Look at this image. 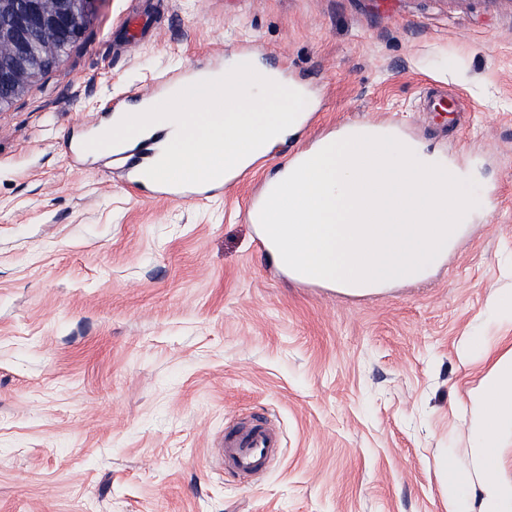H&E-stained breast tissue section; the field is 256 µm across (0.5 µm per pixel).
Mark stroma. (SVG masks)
<instances>
[{"instance_id":"stroma-1","label":"stroma","mask_w":512,"mask_h":512,"mask_svg":"<svg viewBox=\"0 0 512 512\" xmlns=\"http://www.w3.org/2000/svg\"><path fill=\"white\" fill-rule=\"evenodd\" d=\"M255 58L307 94L296 137L205 200L85 149L114 109ZM445 87L460 112H426ZM399 132L479 202L424 280L351 297L284 277L243 209L347 125ZM512 0H101L0 111V512H448L483 360L512 336ZM267 414L281 457L220 468L224 425Z\"/></svg>"}]
</instances>
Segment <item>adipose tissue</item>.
Returning a JSON list of instances; mask_svg holds the SVG:
<instances>
[{
	"instance_id": "adipose-tissue-1",
	"label": "adipose tissue",
	"mask_w": 512,
	"mask_h": 512,
	"mask_svg": "<svg viewBox=\"0 0 512 512\" xmlns=\"http://www.w3.org/2000/svg\"><path fill=\"white\" fill-rule=\"evenodd\" d=\"M480 347L487 363L479 385L469 393L471 429V470L493 471L499 468V450L506 435L512 434V343L504 338L466 342L463 355Z\"/></svg>"
}]
</instances>
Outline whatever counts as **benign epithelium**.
<instances>
[{
  "label": "benign epithelium",
  "mask_w": 512,
  "mask_h": 512,
  "mask_svg": "<svg viewBox=\"0 0 512 512\" xmlns=\"http://www.w3.org/2000/svg\"><path fill=\"white\" fill-rule=\"evenodd\" d=\"M100 0H0V109L81 38Z\"/></svg>",
  "instance_id": "obj_1"
}]
</instances>
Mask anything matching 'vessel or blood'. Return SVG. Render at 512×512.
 I'll list each match as a JSON object with an SVG mask.
<instances>
[{
	"instance_id": "1",
	"label": "vessel or blood",
	"mask_w": 512,
	"mask_h": 512,
	"mask_svg": "<svg viewBox=\"0 0 512 512\" xmlns=\"http://www.w3.org/2000/svg\"><path fill=\"white\" fill-rule=\"evenodd\" d=\"M141 162L131 172L130 182L139 185L143 168L152 166L159 159L160 149L155 139L140 141ZM224 181L217 179L199 185L157 184L156 191L161 196L176 199L186 195L202 199L212 190L223 187ZM282 439L267 421L256 416L244 423L233 424L224 429L222 451L224 469L242 478L264 473L280 456Z\"/></svg>"
}]
</instances>
